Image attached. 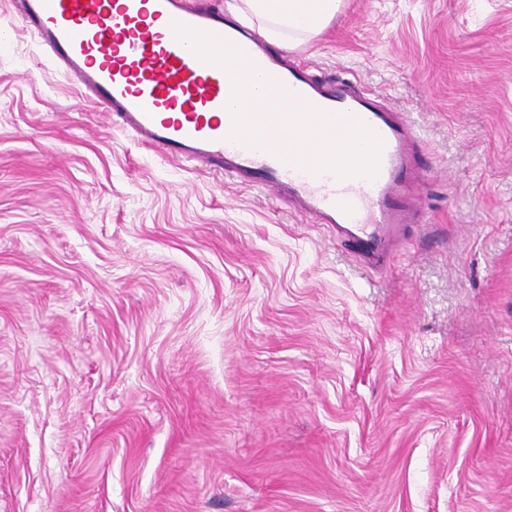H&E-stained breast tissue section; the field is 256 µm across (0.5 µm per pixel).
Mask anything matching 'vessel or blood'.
<instances>
[{"instance_id": "obj_1", "label": "vessel or blood", "mask_w": 512, "mask_h": 512, "mask_svg": "<svg viewBox=\"0 0 512 512\" xmlns=\"http://www.w3.org/2000/svg\"><path fill=\"white\" fill-rule=\"evenodd\" d=\"M18 15L63 74L124 130L167 158L272 191L289 209L354 244L372 270H388L408 225L425 224L414 163L417 135L375 93L341 79L312 78L304 63L271 52L253 30L188 0H20ZM218 35L266 79L272 96L308 103L338 125L360 120L382 140L378 172L339 177L312 172L269 145L232 140L229 74L202 61L174 23Z\"/></svg>"}]
</instances>
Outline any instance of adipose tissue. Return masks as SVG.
<instances>
[{"label":"adipose tissue","instance_id":"ef3b65f1","mask_svg":"<svg viewBox=\"0 0 512 512\" xmlns=\"http://www.w3.org/2000/svg\"><path fill=\"white\" fill-rule=\"evenodd\" d=\"M342 0H225L233 15L257 24L269 40L290 47L318 35L336 17Z\"/></svg>","mask_w":512,"mask_h":512}]
</instances>
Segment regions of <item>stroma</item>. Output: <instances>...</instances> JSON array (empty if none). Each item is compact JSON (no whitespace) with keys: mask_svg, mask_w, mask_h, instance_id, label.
<instances>
[{"mask_svg":"<svg viewBox=\"0 0 512 512\" xmlns=\"http://www.w3.org/2000/svg\"><path fill=\"white\" fill-rule=\"evenodd\" d=\"M412 123L391 269L137 143L0 0V512H512V0L289 50Z\"/></svg>","mask_w":512,"mask_h":512,"instance_id":"stroma-1","label":"stroma"}]
</instances>
